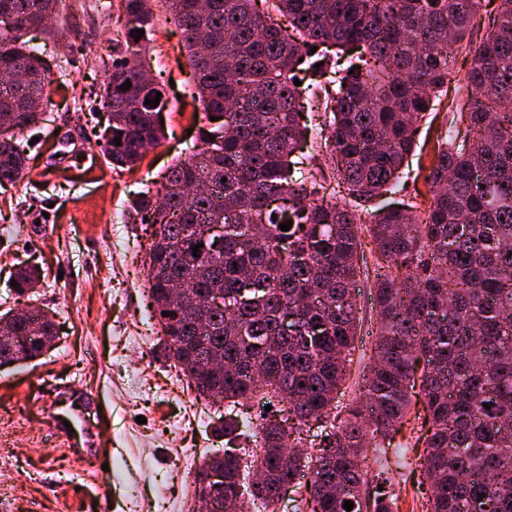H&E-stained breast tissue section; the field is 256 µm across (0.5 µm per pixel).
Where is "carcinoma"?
Returning <instances> with one entry per match:
<instances>
[{"instance_id": "1", "label": "carcinoma", "mask_w": 512, "mask_h": 512, "mask_svg": "<svg viewBox=\"0 0 512 512\" xmlns=\"http://www.w3.org/2000/svg\"><path fill=\"white\" fill-rule=\"evenodd\" d=\"M63 2L0 0V185L24 177L21 133L49 102L50 65L29 34H79L35 27ZM160 2L182 34L198 100L217 118L128 215L151 229L144 267L164 356L197 395L225 404L224 453L196 467L195 489L219 468L224 486L213 495L224 512H275L281 488L301 478L299 512H395L385 465L370 481L360 458L367 441L419 420L427 512L472 503L512 512V0H500L491 33L474 46L456 126L425 170L429 205L410 198L376 209L375 199L406 190L416 132L481 0H266L265 10L257 0ZM153 3L121 0L126 38L94 92L112 114L102 148L118 167L136 166L165 138L168 100L145 104L161 83L136 51L119 50L149 42ZM315 111L330 192L324 167L295 160ZM362 226L382 263L371 290L375 348L362 398L340 420ZM39 280L22 267L15 292ZM56 332L42 310L0 315V361L43 356L50 346L38 337ZM414 392L426 422L410 414ZM256 402H282L288 416L255 421ZM312 423L324 440L286 452Z\"/></svg>"}]
</instances>
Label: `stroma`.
<instances>
[{
  "label": "stroma",
  "mask_w": 512,
  "mask_h": 512,
  "mask_svg": "<svg viewBox=\"0 0 512 512\" xmlns=\"http://www.w3.org/2000/svg\"><path fill=\"white\" fill-rule=\"evenodd\" d=\"M111 0H79L72 39L40 42L53 65L46 120L29 149L25 178L0 186V314L35 305L57 324L55 346L40 359L0 367V512H193L192 471L202 457L222 451L214 429L224 407L197 398L180 368L157 351L158 335L143 287L142 225L114 224L129 202L177 159L187 157L206 122L194 99L192 72L181 34L158 13L144 66L168 81L163 114L167 138L132 171L112 168L84 114L94 106L111 44L102 40L120 17ZM448 113L440 107L421 128L409 159L408 194L428 204L418 173L437 149ZM41 279L32 295L10 284L19 267ZM360 322L350 374L336 393L337 408L359 397L372 360L376 326L370 288L357 297ZM88 399L96 425L89 440L99 450L86 460L83 440L66 441L51 421ZM419 430L403 429L389 446L387 466L398 496L396 512H427ZM108 459L99 471L100 459Z\"/></svg>",
  "instance_id": "1"
}]
</instances>
